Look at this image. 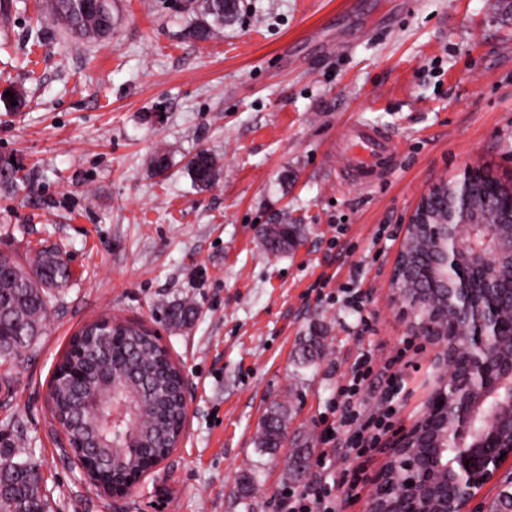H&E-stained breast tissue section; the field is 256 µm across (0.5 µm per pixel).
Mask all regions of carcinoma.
Here are the masks:
<instances>
[{
    "mask_svg": "<svg viewBox=\"0 0 512 512\" xmlns=\"http://www.w3.org/2000/svg\"><path fill=\"white\" fill-rule=\"evenodd\" d=\"M50 14L79 38H107L112 35V0H99L98 8L87 13L81 0H48ZM194 20L184 34L195 41H207L232 25L240 10V0H194ZM13 98L0 90V105L7 112L25 106L23 95L13 87ZM17 104H10V100ZM221 158L199 149L184 164L192 183L204 190L211 187L222 172ZM22 167L11 157L0 156V185L13 186L23 177ZM455 186L430 207L429 222L448 219L455 202ZM509 191L498 182L479 177L470 185L472 215L477 222L495 224L502 220ZM305 228L284 218L267 224L260 231L261 245L268 254L278 255L290 249L289 238L302 239ZM63 251L56 247L40 250L23 267L0 257V357H19L42 330L53 301L52 290L70 279ZM495 306L503 325L512 322V301L492 291L483 295V306ZM195 307L187 302L168 308L167 318L175 327L184 326L194 316ZM98 318L85 324L74 337L78 350L69 351L59 363L63 377L51 382L53 408L69 435L82 444L81 452L88 474L103 489L123 484L130 476L148 466L157 457L169 453L183 421L182 380L169 351L156 344L145 327L131 325L121 339L109 342L100 336ZM323 351L322 337L313 334L300 344L298 360L310 365ZM126 405L125 420L117 425L110 418L112 403ZM289 408L273 405L259 425L257 447L264 451L280 447L286 433ZM134 431L142 447L133 456L121 448L125 433ZM306 455L296 448L285 469V481H300ZM0 512H52L40 466L30 452L11 443H0Z\"/></svg>",
    "mask_w": 512,
    "mask_h": 512,
    "instance_id": "carcinoma-1",
    "label": "carcinoma"
}]
</instances>
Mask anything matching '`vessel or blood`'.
<instances>
[{"label": "vessel or blood", "mask_w": 512, "mask_h": 512, "mask_svg": "<svg viewBox=\"0 0 512 512\" xmlns=\"http://www.w3.org/2000/svg\"><path fill=\"white\" fill-rule=\"evenodd\" d=\"M342 152L336 167L337 183L374 184L395 164L400 145L385 131L350 124L341 132Z\"/></svg>", "instance_id": "vessel-or-blood-1"}]
</instances>
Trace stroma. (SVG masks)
Segmentation results:
<instances>
[{
  "mask_svg": "<svg viewBox=\"0 0 512 512\" xmlns=\"http://www.w3.org/2000/svg\"><path fill=\"white\" fill-rule=\"evenodd\" d=\"M44 2L0 13V89L29 100L0 111V154L24 176L0 186V257L25 265L55 246L72 277L35 343L0 360V437L33 451L55 512H277L300 446L335 512H366L388 426L414 419L439 374L391 301L401 228L467 167L512 181V0H244L207 42L183 35L190 0H112L110 39L51 22L34 48ZM350 122L401 143L369 188L336 182ZM160 148L172 164L158 175ZM202 148L224 163L203 191L183 168ZM281 217L306 232L273 256L259 229ZM176 301L196 305L191 325H169ZM103 316L159 330L188 391L179 447L121 500L66 458L48 407L71 338ZM315 328L324 354L304 366L297 344ZM359 361L373 367L359 399L374 439L321 457ZM276 403L290 418L271 454L255 440Z\"/></svg>",
  "mask_w": 512,
  "mask_h": 512,
  "instance_id": "obj_1",
  "label": "stroma"
}]
</instances>
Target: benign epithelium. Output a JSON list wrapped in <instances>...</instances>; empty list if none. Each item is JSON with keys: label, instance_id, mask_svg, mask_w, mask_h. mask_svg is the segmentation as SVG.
<instances>
[{"label": "benign epithelium", "instance_id": "1", "mask_svg": "<svg viewBox=\"0 0 512 512\" xmlns=\"http://www.w3.org/2000/svg\"><path fill=\"white\" fill-rule=\"evenodd\" d=\"M474 167L464 172L458 200L448 223H428L429 195L441 190L433 183L423 194L405 224L409 235L414 224L427 225L438 243L436 255L424 260L430 281L441 287L410 291L403 288L409 257L399 249L390 276L395 303L409 318V328L434 350L441 369L438 387L419 416L395 429L389 451L373 480L367 512H473L483 489L495 482L501 453L512 456V361L497 355L495 339L500 325L490 323L474 303L476 280L489 282L498 276L501 238L498 224H471L466 219L467 184ZM442 298L464 322L473 338V352L459 360L448 338L453 331L433 309L432 295ZM482 427L475 428V421ZM453 424L455 453L444 455L443 429Z\"/></svg>", "mask_w": 512, "mask_h": 512}]
</instances>
